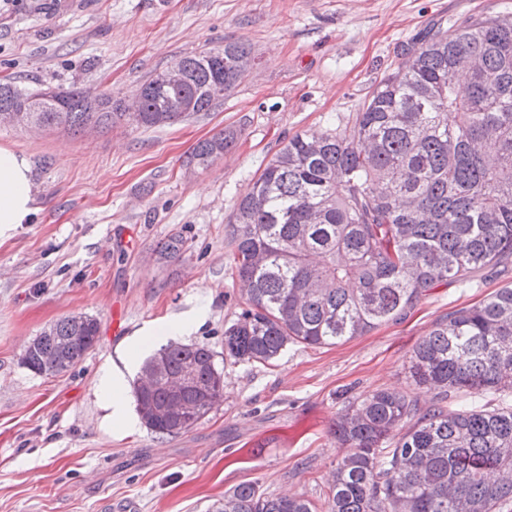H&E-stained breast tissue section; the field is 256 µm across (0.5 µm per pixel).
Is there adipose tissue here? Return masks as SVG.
Returning <instances> with one entry per match:
<instances>
[{
	"instance_id": "1",
	"label": "adipose tissue",
	"mask_w": 512,
	"mask_h": 512,
	"mask_svg": "<svg viewBox=\"0 0 512 512\" xmlns=\"http://www.w3.org/2000/svg\"><path fill=\"white\" fill-rule=\"evenodd\" d=\"M37 186L28 159L21 153L0 147V236L14 225L30 223L36 212ZM123 374L119 369L104 371L99 387L110 424L127 430L132 426L126 414L125 399L120 393Z\"/></svg>"
}]
</instances>
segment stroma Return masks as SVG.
<instances>
[{
    "label": "stroma",
    "mask_w": 512,
    "mask_h": 512,
    "mask_svg": "<svg viewBox=\"0 0 512 512\" xmlns=\"http://www.w3.org/2000/svg\"><path fill=\"white\" fill-rule=\"evenodd\" d=\"M512 14V0H0V78L130 100L173 59L250 45L253 67L224 101L162 128L74 134L0 126L38 188L30 223L0 238V512H208L245 482L322 495L336 467L330 433L344 401L379 388L428 404L407 364L448 313L512 284V270L433 289L405 320L345 343L289 346L275 365L219 361L224 398L187 433L111 428L103 369L170 342V322L200 318L188 340L224 349L242 300L228 222L288 139L346 124L428 27ZM235 131L207 169L200 140ZM182 236L175 259L159 260ZM82 313L99 341L76 368L40 376L21 357L40 331ZM126 330L114 335V320Z\"/></svg>",
    "instance_id": "stroma-1"
}]
</instances>
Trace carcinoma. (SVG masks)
<instances>
[{
    "label": "carcinoma",
    "instance_id": "cac0c4a2",
    "mask_svg": "<svg viewBox=\"0 0 512 512\" xmlns=\"http://www.w3.org/2000/svg\"><path fill=\"white\" fill-rule=\"evenodd\" d=\"M409 59L375 84L352 123L297 134L268 162L229 221L232 269L246 308L224 327V358L271 366L290 345L325 347L400 322L428 292L468 288L512 264V16L439 24L404 48ZM184 85L146 79L137 110L81 91L50 97L0 80V108L73 133L169 126L208 112L253 66L239 41L179 57ZM235 135L197 142L186 165L206 169ZM96 318L69 315L44 329L23 364L45 376L79 365ZM217 352L170 344L133 383L138 416L155 434L191 430L224 397ZM196 369L174 395L169 377ZM422 407L377 389L336 416V468L313 501L256 483L224 493L209 512H503L512 504V406H452L464 390L512 392V286L435 323L409 358ZM179 406L173 414L161 409Z\"/></svg>",
    "mask_w": 512,
    "mask_h": 512
}]
</instances>
